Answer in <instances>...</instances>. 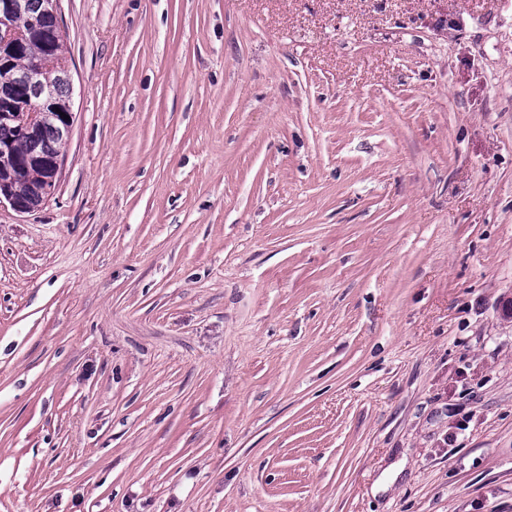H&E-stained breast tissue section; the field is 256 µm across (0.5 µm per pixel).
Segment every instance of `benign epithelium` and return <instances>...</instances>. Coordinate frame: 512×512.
Here are the masks:
<instances>
[{"label":"benign epithelium","mask_w":512,"mask_h":512,"mask_svg":"<svg viewBox=\"0 0 512 512\" xmlns=\"http://www.w3.org/2000/svg\"><path fill=\"white\" fill-rule=\"evenodd\" d=\"M21 9V0H0V49L9 47L10 51H17L26 42L39 39L45 44V53L34 66L27 71V80L41 87V98L38 103H28L12 111L0 110V120L17 123L18 129L26 137L34 138L40 126L44 123H53L61 138L70 136L73 119V103L71 97L55 98L52 89L41 85V75L46 69L57 71L58 78L66 85H71V74L66 61L58 56L54 50L64 35L57 10V0H48L46 11L52 15L54 25L51 29L43 28L39 23L32 22L25 32L18 31L12 25V19ZM68 118H63V115ZM63 164L62 156L53 153L33 154L27 158V165L44 170L47 177L43 182L31 186L35 203L26 207L19 205L14 199L9 182L0 180V201L6 200L20 213L33 212L39 209L53 194L56 181Z\"/></svg>","instance_id":"obj_1"}]
</instances>
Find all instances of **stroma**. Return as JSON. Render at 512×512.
<instances>
[{
  "mask_svg": "<svg viewBox=\"0 0 512 512\" xmlns=\"http://www.w3.org/2000/svg\"><path fill=\"white\" fill-rule=\"evenodd\" d=\"M57 6L0 512H512V0ZM62 164L63 159L61 155H56L53 153H37L31 155L30 157L27 158V165L40 168L44 170V172L48 175L47 177L42 178L43 182H41L40 184L31 186V195L35 200V204H30L27 207L19 205L14 199L11 190L7 187L10 183V180H0V203H2V200L4 199L16 211L20 213L33 212L39 209L53 194L56 181L62 168Z\"/></svg>",
  "mask_w": 512,
  "mask_h": 512,
  "instance_id": "stroma-1",
  "label": "stroma"
}]
</instances>
